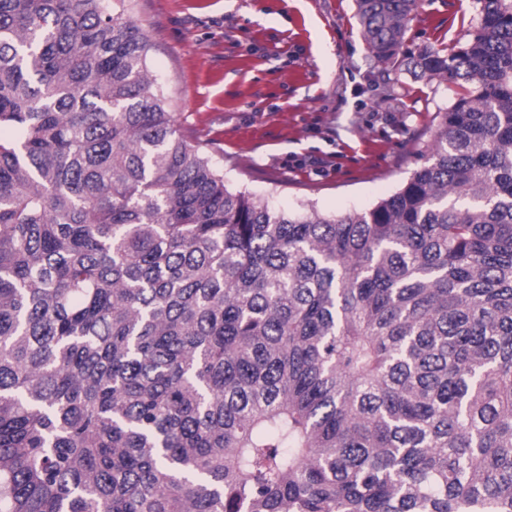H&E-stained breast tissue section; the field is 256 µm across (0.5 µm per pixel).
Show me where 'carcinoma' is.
<instances>
[{
  "mask_svg": "<svg viewBox=\"0 0 512 512\" xmlns=\"http://www.w3.org/2000/svg\"><path fill=\"white\" fill-rule=\"evenodd\" d=\"M368 209L275 212L175 125L124 0H0V512H512V0Z\"/></svg>",
  "mask_w": 512,
  "mask_h": 512,
  "instance_id": "cac0c4a2",
  "label": "carcinoma"
}]
</instances>
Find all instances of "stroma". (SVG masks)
Returning <instances> with one entry per match:
<instances>
[{"label": "stroma", "mask_w": 512, "mask_h": 512, "mask_svg": "<svg viewBox=\"0 0 512 512\" xmlns=\"http://www.w3.org/2000/svg\"><path fill=\"white\" fill-rule=\"evenodd\" d=\"M180 131L225 185L288 211L367 209L418 169L447 83L376 63L355 0H127ZM478 0H419L405 49L457 48Z\"/></svg>", "instance_id": "stroma-1"}]
</instances>
